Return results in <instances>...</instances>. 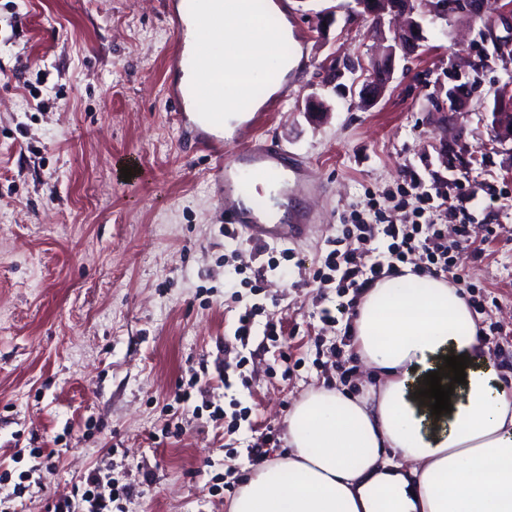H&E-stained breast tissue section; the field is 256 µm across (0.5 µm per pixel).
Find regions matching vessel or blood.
Listing matches in <instances>:
<instances>
[{"mask_svg":"<svg viewBox=\"0 0 512 512\" xmlns=\"http://www.w3.org/2000/svg\"><path fill=\"white\" fill-rule=\"evenodd\" d=\"M171 29L175 46L166 57L165 67L167 71L173 72L179 70L181 63L189 55L185 48L188 29L186 22L179 17L173 18ZM168 97L174 107L176 123L184 124L189 118L186 107L193 100L190 85L169 88ZM196 146L210 153L214 159L212 176L221 187V199L231 204L227 212L228 225L255 244L270 239L288 242L305 234L311 221L309 215L299 214L291 223L281 224L276 219L274 209L260 200H253L248 207L237 203L240 193L245 190L242 182L244 170H252L259 176L272 178L281 184L287 183L291 178L302 181L303 174L288 149L272 145H253L245 147L240 156L230 159L224 154L223 137L204 129L199 132Z\"/></svg>","mask_w":512,"mask_h":512,"instance_id":"obj_1","label":"vessel or blood"}]
</instances>
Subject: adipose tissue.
I'll use <instances>...</instances> for the list:
<instances>
[{"instance_id": "ef3b65f1", "label": "adipose tissue", "mask_w": 512, "mask_h": 512, "mask_svg": "<svg viewBox=\"0 0 512 512\" xmlns=\"http://www.w3.org/2000/svg\"><path fill=\"white\" fill-rule=\"evenodd\" d=\"M351 332L380 381L376 402L310 392L286 417L288 456L251 474L231 512H512V386L457 288L409 271L384 278ZM461 354L455 385L445 359ZM433 371L454 388L451 413L422 401Z\"/></svg>"}]
</instances>
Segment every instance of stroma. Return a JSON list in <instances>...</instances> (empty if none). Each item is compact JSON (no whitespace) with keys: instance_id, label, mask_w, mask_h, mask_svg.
Masks as SVG:
<instances>
[{"instance_id":"obj_1","label":"stroma","mask_w":512,"mask_h":512,"mask_svg":"<svg viewBox=\"0 0 512 512\" xmlns=\"http://www.w3.org/2000/svg\"><path fill=\"white\" fill-rule=\"evenodd\" d=\"M176 3L0 0V72L12 77L0 83V474L28 470L34 448L55 466L12 512H49L95 469L138 484L123 512H229L257 468L247 457L257 439L265 463L287 457L284 419L298 400L323 386L360 396L372 384L346 344L348 294L316 274L344 225L372 221L377 208L411 223L397 191L413 175L450 198L496 199L474 210L478 247L455 255L488 352L509 353L493 364L512 376V141L492 139L512 60L484 70L452 116L435 110L482 35L512 50V17L491 9L424 22L422 50L396 58L368 107L346 67L374 59L370 20L355 0H289L288 21L310 38L279 90L262 93L281 106L260 139L303 169L286 216L306 210L315 221L252 258L225 238L212 161L172 118L164 60ZM325 5L337 10L328 27ZM315 93L329 109L311 116ZM250 306L258 314L243 347L234 331ZM269 322L278 342L263 337ZM229 350L245 356L247 379L227 388ZM202 365L206 399L244 409L235 431L208 407L175 404L178 381Z\"/></svg>"}]
</instances>
